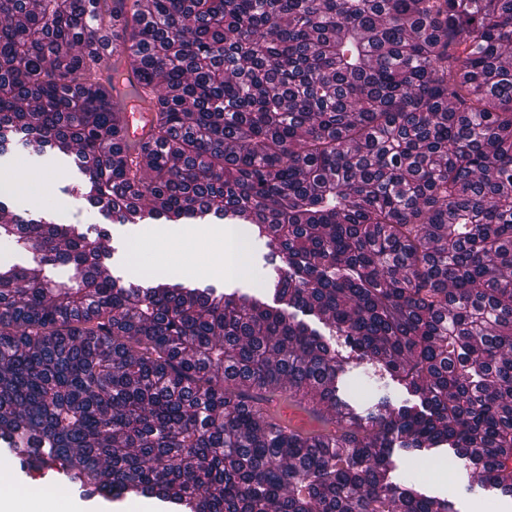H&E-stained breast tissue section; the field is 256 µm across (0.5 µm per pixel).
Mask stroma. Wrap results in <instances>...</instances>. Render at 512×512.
Returning <instances> with one entry per match:
<instances>
[{
	"label": "stroma",
	"instance_id": "35a3bbf8",
	"mask_svg": "<svg viewBox=\"0 0 512 512\" xmlns=\"http://www.w3.org/2000/svg\"><path fill=\"white\" fill-rule=\"evenodd\" d=\"M75 155L48 152L42 163H33L22 146H9L0 154V173L18 176V184L0 192V201L25 218L54 224H86L93 231H104V244L110 254L104 260L109 275L122 282L138 283L148 276L171 278L196 287L211 286L221 292L255 294L264 290L266 276L276 273L264 241L252 236L249 225L228 224L210 244L198 237L213 217L191 219L182 224H121L104 215L71 189L83 178ZM169 246L164 254L177 264V272L168 274L156 263L161 252L160 239ZM230 250L233 262L221 271H213L208 255L213 247ZM339 397L361 415L374 412L385 398L398 399L399 393L388 378L363 361H351L339 381ZM393 458L397 474L422 478L428 495L453 502L457 512H512V498L500 491L482 487L471 470L449 466L446 457H430L415 451L396 450Z\"/></svg>",
	"mask_w": 512,
	"mask_h": 512
}]
</instances>
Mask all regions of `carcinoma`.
I'll list each match as a JSON object with an SVG mask.
<instances>
[{"instance_id":"obj_1","label":"carcinoma","mask_w":512,"mask_h":512,"mask_svg":"<svg viewBox=\"0 0 512 512\" xmlns=\"http://www.w3.org/2000/svg\"><path fill=\"white\" fill-rule=\"evenodd\" d=\"M118 24L119 58L91 49ZM18 134L120 222L212 213L284 268L268 295L125 285L103 234L0 201L39 265L0 267L6 459L178 512H456L394 480L397 444L512 496V0H0V152ZM307 316L418 402L350 409Z\"/></svg>"}]
</instances>
